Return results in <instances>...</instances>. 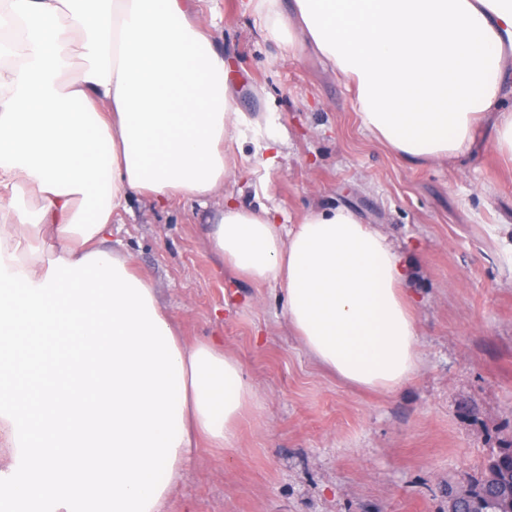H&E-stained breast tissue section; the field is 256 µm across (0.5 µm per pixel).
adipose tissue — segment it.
Here are the masks:
<instances>
[{"instance_id":"obj_1","label":"adipose tissue","mask_w":512,"mask_h":512,"mask_svg":"<svg viewBox=\"0 0 512 512\" xmlns=\"http://www.w3.org/2000/svg\"><path fill=\"white\" fill-rule=\"evenodd\" d=\"M403 160L512 155V0H268ZM194 0H0V446L24 512H163L186 463L230 448L255 385L222 337L187 343L112 247L131 196L202 200L232 168L237 112ZM225 263L279 288L309 358L393 393L419 370L412 268L345 209L287 226L225 203ZM44 398L42 439L24 404Z\"/></svg>"}]
</instances>
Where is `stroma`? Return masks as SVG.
I'll return each instance as SVG.
<instances>
[{
  "label": "stroma",
  "instance_id": "35a3bbf8",
  "mask_svg": "<svg viewBox=\"0 0 512 512\" xmlns=\"http://www.w3.org/2000/svg\"><path fill=\"white\" fill-rule=\"evenodd\" d=\"M197 11L254 120L224 194L287 225L342 207L386 236L415 269L422 365L394 393L346 384L307 356L279 290L209 247L216 200L131 197L113 240L187 341L223 336L261 402L235 449L188 463L167 512H449V491L512 448V159L488 127L463 155L409 165L363 128L348 81L270 38L249 0Z\"/></svg>",
  "mask_w": 512,
  "mask_h": 512
}]
</instances>
